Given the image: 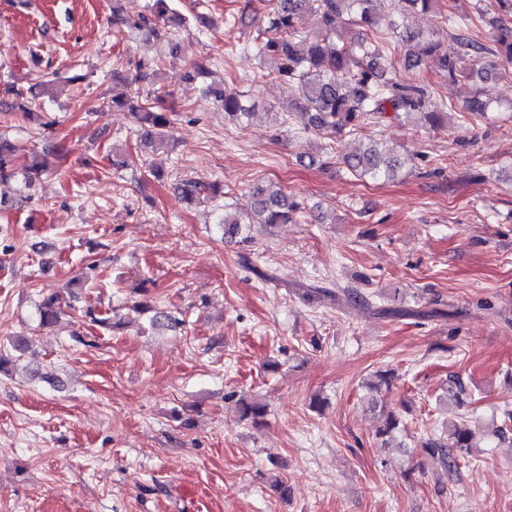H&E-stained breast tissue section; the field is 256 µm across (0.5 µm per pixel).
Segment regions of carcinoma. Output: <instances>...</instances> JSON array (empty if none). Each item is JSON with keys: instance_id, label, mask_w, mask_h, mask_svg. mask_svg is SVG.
Masks as SVG:
<instances>
[{"instance_id": "cac0c4a2", "label": "carcinoma", "mask_w": 512, "mask_h": 512, "mask_svg": "<svg viewBox=\"0 0 512 512\" xmlns=\"http://www.w3.org/2000/svg\"><path fill=\"white\" fill-rule=\"evenodd\" d=\"M438 0H274L268 12L267 27L261 33L259 52L274 63L272 74L298 94L297 115L303 129L322 132L334 138L351 133L368 119L381 120L414 115L423 116L432 127L448 123V112L428 109L429 95L425 86L403 78V73L420 67L426 61L437 59L448 80L477 85L495 79L501 72L493 65H483L474 56L482 47L462 34L471 15L457 10L456 0H448V25L461 31L455 37V54L438 55L434 32L413 31L399 22L410 14L428 13ZM497 15L491 25L497 30V43L502 47V61L512 64V0H496ZM317 17V27L305 31L300 27L305 12ZM152 17L141 15L131 19L112 10V23L130 30L147 31L157 39H170L171 32L156 24L167 18L177 27L185 28L188 20L172 7L171 0H153ZM387 30L405 49L404 56L394 58L379 41L378 32ZM205 92L224 107V115L233 121H249L256 115L258 104L245 92L209 84ZM464 109L472 115L485 117L499 111L481 99L479 92L464 100ZM141 122V138L151 145L155 139L166 141L169 118L157 112L149 103L137 108ZM16 147L0 138V184L21 181L32 184L33 176L42 171L37 155H31L30 164L15 168ZM336 163L359 180L388 182L399 178L408 159L384 142L372 141L358 148L346 149L336 155ZM208 188L217 193L215 185L205 186L194 179H183L173 190L181 199L193 201ZM251 211L243 216L228 212L220 220L224 235L250 239L253 224H288L304 211L301 204L288 197L279 187L259 185L252 190ZM62 294L48 290L36 305V321L40 328L57 323L62 312ZM140 313L150 314L152 330H175L182 325L175 314L162 311L147 303L135 306ZM91 322L103 328L114 329L125 324L124 318L111 313L87 310ZM242 417L259 426L267 413V405L260 402H241ZM404 426L400 415L393 411L383 413L377 436L392 438ZM474 430L467 420L450 425L445 436L430 438L423 450L448 464L451 451L465 457L473 448Z\"/></svg>"}]
</instances>
